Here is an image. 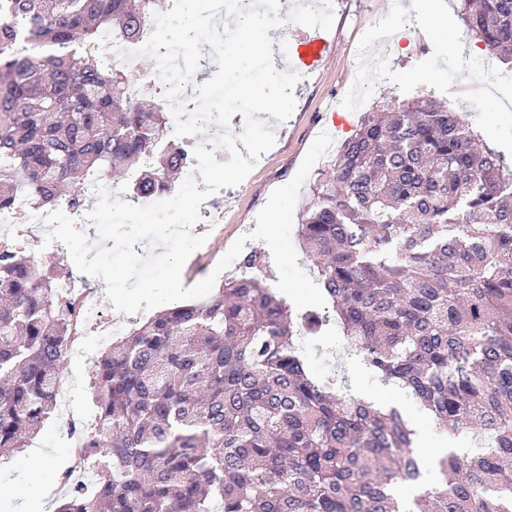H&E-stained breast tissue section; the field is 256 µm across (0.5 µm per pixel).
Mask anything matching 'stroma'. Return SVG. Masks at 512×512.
<instances>
[{
    "label": "stroma",
    "instance_id": "1",
    "mask_svg": "<svg viewBox=\"0 0 512 512\" xmlns=\"http://www.w3.org/2000/svg\"><path fill=\"white\" fill-rule=\"evenodd\" d=\"M332 6L335 24L327 33L333 42L331 54L317 66L301 71L291 116L282 122L269 119L275 145L225 196L221 231L212 230L206 220L193 227V234L206 235L207 240L189 256L181 271L184 287H192L214 272L233 242L256 228V217L270 194L293 178L320 132L334 128L337 142H344L365 113L402 107L416 97H435L464 112L486 143L512 163V67L496 59L488 72L460 66L459 58L472 42L457 15V0H441L447 27L438 33L418 26L407 0H401L395 9L389 0H332ZM386 13L391 16V26L414 32V45L399 52L397 71L383 77L363 107L342 113L338 100L350 81H365L375 65L377 54L369 49V31ZM341 339L339 327L331 322L321 339L301 338L297 344L311 371L335 380L344 392L348 389L345 369L319 350L320 341ZM76 344L83 354L64 358L61 376L74 386V416L67 421L60 412H53L26 448L0 461V512H55L67 493L59 474L83 465L77 452L80 437L68 435L67 429L72 423L90 425L95 418L92 366L108 342L96 326L86 324L81 326ZM33 484L43 490L36 500L27 496Z\"/></svg>",
    "mask_w": 512,
    "mask_h": 512
}]
</instances>
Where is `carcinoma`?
Masks as SVG:
<instances>
[{
  "instance_id": "carcinoma-1",
  "label": "carcinoma",
  "mask_w": 512,
  "mask_h": 512,
  "mask_svg": "<svg viewBox=\"0 0 512 512\" xmlns=\"http://www.w3.org/2000/svg\"><path fill=\"white\" fill-rule=\"evenodd\" d=\"M467 33L512 63V0H458ZM173 0H0V210L25 196L83 208L102 175L135 197L172 192L190 155L136 78L102 69L98 39L134 38ZM300 236L345 342L456 439L436 481L399 410L346 398L295 340L264 253L202 303L164 310L94 361L93 486L56 512H512V169L433 99L370 112L318 173ZM51 265L0 243V458L56 405L74 314Z\"/></svg>"
}]
</instances>
